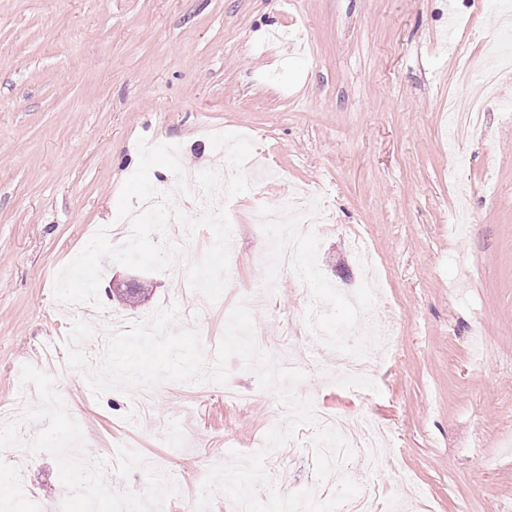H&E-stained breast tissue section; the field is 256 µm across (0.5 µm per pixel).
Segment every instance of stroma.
Returning a JSON list of instances; mask_svg holds the SVG:
<instances>
[{
    "label": "stroma",
    "mask_w": 512,
    "mask_h": 512,
    "mask_svg": "<svg viewBox=\"0 0 512 512\" xmlns=\"http://www.w3.org/2000/svg\"><path fill=\"white\" fill-rule=\"evenodd\" d=\"M500 17L492 0H0V409L31 411L0 425V512L32 500L56 512L64 498L69 512L90 498L110 512L114 486L128 512H182L231 451L267 449L283 406L236 357L226 382L156 385L148 413L136 390L85 393L98 331L174 302L188 318L198 294L187 279L107 260L91 314H63L53 295L94 225H113L112 244L128 237L118 201L138 138L177 145L206 180L225 160L216 129L272 174L208 199L240 217L236 285L266 291L254 327L270 349L300 353L296 392L316 413L369 417L389 435L359 486L374 488L380 512L512 505V78L473 138L452 143L448 128L449 99L484 93L479 76L457 81V60L484 56ZM293 184L314 187L330 216L303 285L279 276L247 218ZM461 207L470 222L457 234ZM354 230L382 266L358 308ZM114 278L151 294L114 300ZM309 297L321 323L292 334ZM386 307L396 346L373 387L336 385L318 333L358 319L383 332ZM297 435L296 447L268 450L273 486L260 499L317 483L316 430Z\"/></svg>",
    "instance_id": "obj_1"
}]
</instances>
